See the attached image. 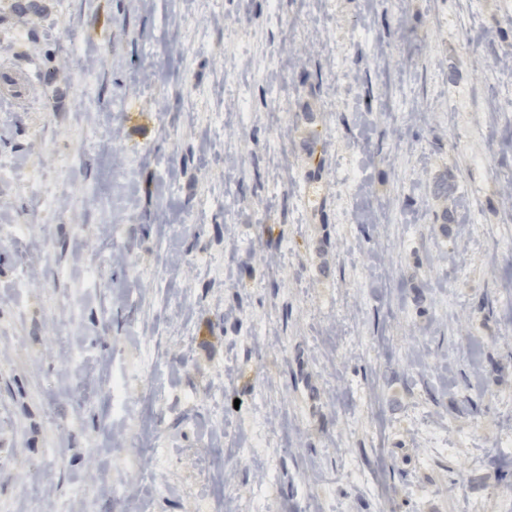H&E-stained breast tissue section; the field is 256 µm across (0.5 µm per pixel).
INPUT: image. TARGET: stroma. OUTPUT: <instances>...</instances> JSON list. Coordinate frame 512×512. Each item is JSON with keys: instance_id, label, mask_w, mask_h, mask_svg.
<instances>
[{"instance_id": "obj_1", "label": "stroma", "mask_w": 512, "mask_h": 512, "mask_svg": "<svg viewBox=\"0 0 512 512\" xmlns=\"http://www.w3.org/2000/svg\"><path fill=\"white\" fill-rule=\"evenodd\" d=\"M36 2L0 512H507L512 0Z\"/></svg>"}]
</instances>
